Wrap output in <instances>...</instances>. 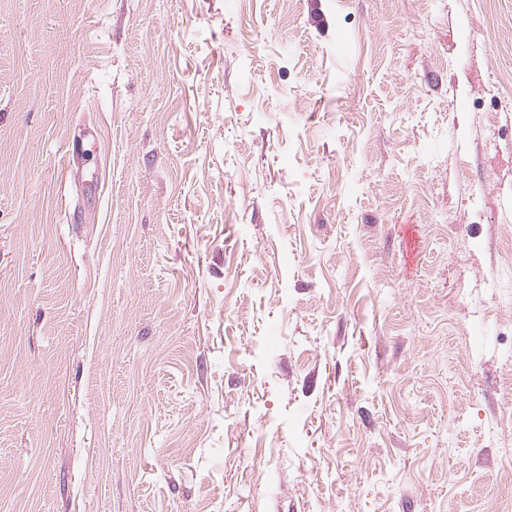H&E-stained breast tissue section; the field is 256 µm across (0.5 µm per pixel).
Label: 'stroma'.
<instances>
[{
  "label": "stroma",
  "mask_w": 512,
  "mask_h": 512,
  "mask_svg": "<svg viewBox=\"0 0 512 512\" xmlns=\"http://www.w3.org/2000/svg\"><path fill=\"white\" fill-rule=\"evenodd\" d=\"M509 264L512 0H0V512H512Z\"/></svg>",
  "instance_id": "obj_1"
}]
</instances>
